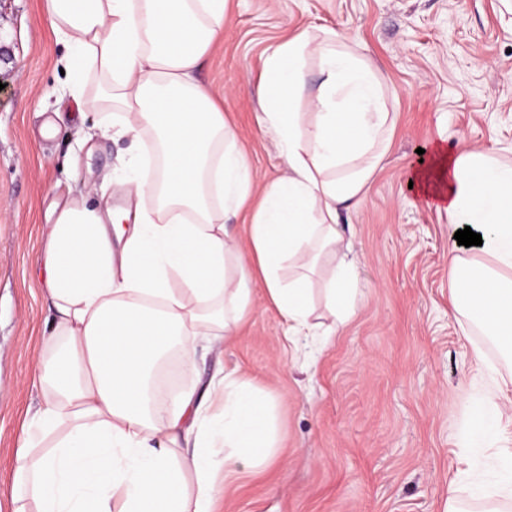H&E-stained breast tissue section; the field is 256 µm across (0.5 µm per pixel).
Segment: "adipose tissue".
<instances>
[{
	"label": "adipose tissue",
	"mask_w": 512,
	"mask_h": 512,
	"mask_svg": "<svg viewBox=\"0 0 512 512\" xmlns=\"http://www.w3.org/2000/svg\"><path fill=\"white\" fill-rule=\"evenodd\" d=\"M226 8L227 0H44L70 47L71 95L83 97L96 77L95 103L122 113L100 134L154 136L159 167L116 193L151 196L158 214L104 212L80 197L43 233L55 318L34 359L43 403L16 456L14 512H26L28 500L36 512H216L215 489L228 473L277 461L271 397L238 368L216 372L203 394L172 396L164 411L150 404L153 371L170 352L189 365L199 343L220 349L237 336L255 281L289 336L309 329L313 276L342 249L340 218L362 203L395 121L380 71L344 33L297 31L274 46L254 87L285 160L283 175L259 184L235 127L195 77L224 35ZM411 180L447 213L450 231L481 234L467 256L449 257L452 307L512 354V160L438 144ZM229 216L239 228H229ZM285 265L295 272L287 282ZM349 285L342 264L323 285L330 326L353 313ZM480 403L476 448L498 438L512 386L493 380ZM497 460L477 489L511 500V440Z\"/></svg>",
	"instance_id": "obj_1"
}]
</instances>
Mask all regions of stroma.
Instances as JSON below:
<instances>
[{
    "label": "stroma",
    "instance_id": "1",
    "mask_svg": "<svg viewBox=\"0 0 512 512\" xmlns=\"http://www.w3.org/2000/svg\"><path fill=\"white\" fill-rule=\"evenodd\" d=\"M332 27L359 46L385 79L396 132L357 212L344 216L352 242L355 310L324 335L322 296L297 343L271 305L257 303L223 351L199 348L180 368L178 390L203 389L222 367H239L270 393L278 463L240 472L218 492L219 512H483L475 472L495 448L474 454L468 429L480 401L472 346L498 378L512 360L452 310L448 216L409 189L417 148L448 145L512 153V18L500 0H229L224 37L196 72L237 130L267 182L285 167L250 93L271 49L288 34ZM0 512H13L12 468L24 426L42 404L33 358L54 315L43 292L42 234L79 189L117 203L131 161L154 163V141L105 138L102 111L64 92L43 0H0ZM304 358H296L295 348Z\"/></svg>",
    "mask_w": 512,
    "mask_h": 512
}]
</instances>
